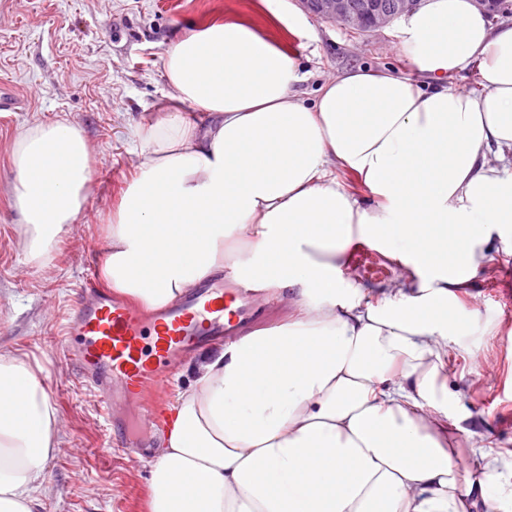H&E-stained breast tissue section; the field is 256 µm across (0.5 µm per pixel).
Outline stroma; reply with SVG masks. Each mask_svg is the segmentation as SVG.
Returning <instances> with one entry per match:
<instances>
[{"label": "stroma", "mask_w": 512, "mask_h": 512, "mask_svg": "<svg viewBox=\"0 0 512 512\" xmlns=\"http://www.w3.org/2000/svg\"><path fill=\"white\" fill-rule=\"evenodd\" d=\"M224 20H245L293 54L296 90L314 101L331 77L349 70L386 69L412 76L397 24L363 33L310 16L311 28L275 26L261 0H0V85L17 100L0 112V354L22 350L44 367L45 384L65 422L60 452L47 466L43 512H138L151 452H128L109 441L97 394L77 377L62 350L64 328L81 301L87 275L102 266L104 224L110 223L133 179L130 130L168 91L163 56L179 37ZM73 122L90 149L87 204L46 268L22 263L24 226L10 199L12 151L30 125ZM482 263L457 312L467 327L449 353L450 420L483 431L493 452L512 458V289L497 264ZM111 454H102L104 443Z\"/></svg>", "instance_id": "35a3bbf8"}]
</instances>
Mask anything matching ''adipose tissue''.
<instances>
[{
  "instance_id": "obj_1",
  "label": "adipose tissue",
  "mask_w": 512,
  "mask_h": 512,
  "mask_svg": "<svg viewBox=\"0 0 512 512\" xmlns=\"http://www.w3.org/2000/svg\"><path fill=\"white\" fill-rule=\"evenodd\" d=\"M398 23L413 76L348 71L310 104L295 57L243 22L166 49L169 91L131 130L101 279L157 311L229 265L288 316L196 357L143 512H505L499 457L438 387L465 327L453 300L483 254L512 250V22L425 0ZM472 66L480 91L454 86ZM13 168L25 257L48 262L85 207L88 145L69 121L38 123ZM369 233L402 267L373 295L336 281ZM42 373L0 355V512H42L63 444ZM336 177L348 187L349 191L358 198L363 199V204L366 207L372 205L376 206L379 200L370 193L363 183V180L358 175L350 172H342V170H340L337 171Z\"/></svg>"
}]
</instances>
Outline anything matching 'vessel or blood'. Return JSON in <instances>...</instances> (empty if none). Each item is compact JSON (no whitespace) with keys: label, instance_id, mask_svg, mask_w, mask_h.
<instances>
[{"label":"vessel or blood","instance_id":"1","mask_svg":"<svg viewBox=\"0 0 512 512\" xmlns=\"http://www.w3.org/2000/svg\"><path fill=\"white\" fill-rule=\"evenodd\" d=\"M83 288L93 300L68 323L65 348L108 414L116 402L142 400L158 387L172 361L205 338L246 335L271 309L252 289L221 279L204 280L190 296L150 319L99 288L96 277L86 279Z\"/></svg>","mask_w":512,"mask_h":512}]
</instances>
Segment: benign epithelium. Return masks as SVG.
Segmentation results:
<instances>
[{"label": "benign epithelium", "instance_id": "obj_1", "mask_svg": "<svg viewBox=\"0 0 512 512\" xmlns=\"http://www.w3.org/2000/svg\"><path fill=\"white\" fill-rule=\"evenodd\" d=\"M305 8L327 21H336L358 32L385 27L401 15L419 6L420 0H397L391 9L381 7L378 0H363L359 10L350 0H302Z\"/></svg>", "mask_w": 512, "mask_h": 512}]
</instances>
